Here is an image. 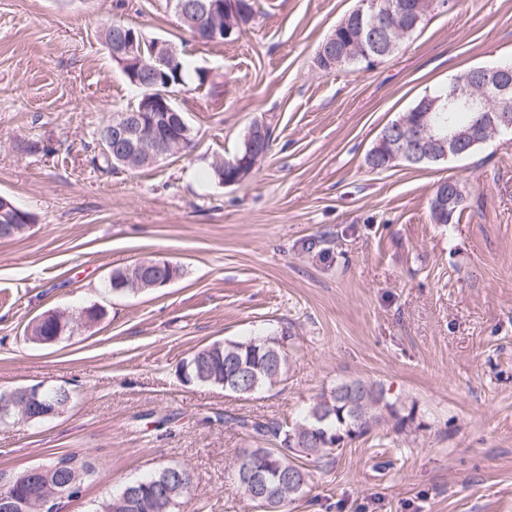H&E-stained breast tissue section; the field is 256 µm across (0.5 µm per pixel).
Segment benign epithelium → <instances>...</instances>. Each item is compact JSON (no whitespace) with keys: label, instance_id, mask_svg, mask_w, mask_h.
I'll return each mask as SVG.
<instances>
[{"label":"benign epithelium","instance_id":"benign-epithelium-1","mask_svg":"<svg viewBox=\"0 0 512 512\" xmlns=\"http://www.w3.org/2000/svg\"><path fill=\"white\" fill-rule=\"evenodd\" d=\"M175 13L182 27L193 32L201 41H222L238 28L236 15L224 0H172ZM447 5V0H422L412 7L396 13L384 0H358V5L340 22L352 25L354 35L347 42L336 43L329 37L318 53L331 60L353 61L365 59L372 65L382 63L399 42L413 34L425 16L437 5ZM142 34L121 25L112 27L106 47L125 70L130 81L145 88H156L166 82L163 70L172 68L180 50L172 43L159 40L155 45L156 66L151 68V77L143 72L139 55ZM448 104L468 108L475 113L474 122L465 128L448 127V133L435 129L432 116L440 108L442 99L425 95L412 112L402 116L396 126L381 132L370 160L381 163V168H392L402 163L412 165L425 162L447 161L463 156L486 144L504 131L512 132V66L484 67L466 81L453 80L448 84ZM272 135L269 127L257 123L250 130L244 157L227 162L216 160L213 166L232 169L237 175L224 181L226 185L240 184L254 172L264 157L262 147ZM191 141V128L187 120L166 102V95L143 97L137 111L119 112L110 122L106 140L112 148L113 158L124 169L140 165L155 164L160 159L181 153ZM459 183L452 179L441 181L436 186L432 199L435 220L443 224L457 210L456 191ZM22 214L10 200L0 199V234L10 235L16 229L15 218ZM165 266L169 275L152 283L161 288L175 281L179 274L177 266L168 260L145 261L136 265V285L145 284L143 271ZM40 387L30 385L26 398L13 396L0 403V416L9 417L16 411L26 412L30 400L39 396Z\"/></svg>","mask_w":512,"mask_h":512}]
</instances>
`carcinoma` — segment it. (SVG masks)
I'll list each match as a JSON object with an SVG mask.
<instances>
[{
	"label": "carcinoma",
	"mask_w": 512,
	"mask_h": 512,
	"mask_svg": "<svg viewBox=\"0 0 512 512\" xmlns=\"http://www.w3.org/2000/svg\"><path fill=\"white\" fill-rule=\"evenodd\" d=\"M256 0H239L238 16L243 32L256 14ZM179 75L170 80V92L188 87L187 77L194 73L198 85L205 76L192 68L187 55L178 58ZM474 120L472 111L463 108L440 109L433 115L435 126L446 132L448 125L465 127ZM63 312H49L30 329L32 339L49 344L59 339V320ZM291 332L283 328L278 333L242 340H224L207 345L189 357L195 364L180 367L178 377L186 384H206L224 388V381L237 379L242 387L255 383L253 392L271 389L282 381L288 364V340ZM40 401L55 408V415L66 411L68 395L63 387L44 388ZM393 422V428L403 430L416 422V409L397 404L389 398L383 384L353 379L343 381L329 392L320 394L307 408L304 416L293 424L265 419L239 420V426L256 444L238 454L236 479L239 489L247 492L249 480L266 489L267 501L251 500L263 510L288 512V506L304 495L309 474L297 459L317 462L369 433L383 421ZM101 462L81 450L74 449L35 465L40 473L26 475V470L0 472V502L7 501L10 512H27L26 504L46 489L66 493V500L57 503L61 512L68 501L83 495L86 487L99 473ZM191 471L181 465L177 472L163 466L150 476L126 484L117 495H110L96 505L94 512H176L190 493Z\"/></svg>",
	"instance_id": "cac0c4a2"
}]
</instances>
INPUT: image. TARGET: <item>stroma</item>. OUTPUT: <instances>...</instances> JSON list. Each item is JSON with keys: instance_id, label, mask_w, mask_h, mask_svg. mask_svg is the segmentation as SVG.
Instances as JSON below:
<instances>
[{"instance_id": "1", "label": "stroma", "mask_w": 512, "mask_h": 512, "mask_svg": "<svg viewBox=\"0 0 512 512\" xmlns=\"http://www.w3.org/2000/svg\"><path fill=\"white\" fill-rule=\"evenodd\" d=\"M358 0H257L239 38L202 43L170 0H0V195L37 222L0 240V392L72 390L65 413L0 429V470L79 448L101 460L64 512L168 464L194 475L176 512H256L234 463L240 418L295 422L337 383H384L415 406L311 468L291 512H512V135L450 162L371 170L383 127L463 70L512 61V0H450L371 70L325 73L319 43ZM123 23L186 48L203 86L177 104L195 145L135 172L99 168L93 131L133 105L102 45ZM272 130L253 177L222 185L250 126ZM21 139L49 153H18ZM465 186L433 223L434 185ZM175 283L113 294L143 259ZM97 304L93 327L40 344L50 310ZM289 329L283 382L248 397L176 375L224 339Z\"/></svg>"}]
</instances>
